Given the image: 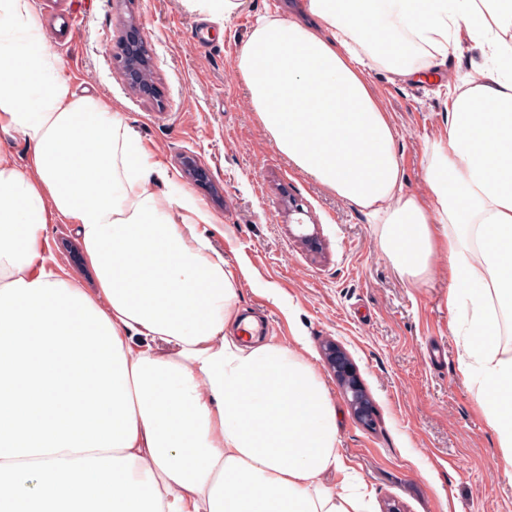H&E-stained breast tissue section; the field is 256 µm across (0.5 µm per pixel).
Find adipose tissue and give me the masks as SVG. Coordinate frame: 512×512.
Wrapping results in <instances>:
<instances>
[{"label": "adipose tissue", "mask_w": 512, "mask_h": 512, "mask_svg": "<svg viewBox=\"0 0 512 512\" xmlns=\"http://www.w3.org/2000/svg\"><path fill=\"white\" fill-rule=\"evenodd\" d=\"M463 36L487 72L448 92L429 207L366 75L427 76ZM60 68L32 0H0V136L28 147L26 168L0 158V512H358L324 481L345 465L313 367L227 338L237 292L208 213L177 185L149 191L120 113ZM238 72L276 148L378 218L401 276L447 252L467 375L512 467V0H300L257 21ZM50 224L72 225L96 288L48 263Z\"/></svg>", "instance_id": "ef3b65f1"}]
</instances>
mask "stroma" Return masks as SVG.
Listing matches in <instances>:
<instances>
[{
  "instance_id": "obj_1",
  "label": "stroma",
  "mask_w": 512,
  "mask_h": 512,
  "mask_svg": "<svg viewBox=\"0 0 512 512\" xmlns=\"http://www.w3.org/2000/svg\"><path fill=\"white\" fill-rule=\"evenodd\" d=\"M47 48L79 94L111 100L144 147L210 215L199 230L224 257L237 309L269 318L265 340L316 370L336 409V449L365 494L363 512H512V468L466 380L471 311L448 305V255L421 281L400 277L380 225L299 171L277 150L238 74L256 21L287 17V0H242L230 17L188 11L182 0H34ZM82 12L74 29L68 16ZM145 42L153 94L130 88L118 42L124 21ZM469 40L428 79L375 65L367 80L396 133L407 191L425 195L428 150L448 136V89L483 78ZM195 164L203 180L185 170ZM317 225L321 246L291 234L287 201ZM345 354L368 399L355 414L325 343Z\"/></svg>"
}]
</instances>
